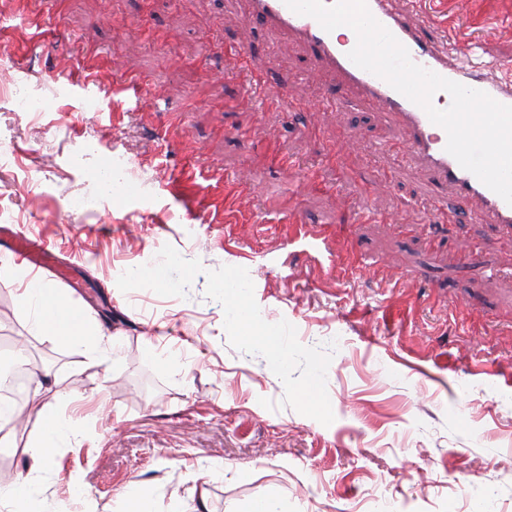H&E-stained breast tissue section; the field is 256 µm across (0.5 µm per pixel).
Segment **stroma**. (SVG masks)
Listing matches in <instances>:
<instances>
[{"instance_id":"35a3bbf8","label":"stroma","mask_w":512,"mask_h":512,"mask_svg":"<svg viewBox=\"0 0 512 512\" xmlns=\"http://www.w3.org/2000/svg\"><path fill=\"white\" fill-rule=\"evenodd\" d=\"M152 4L60 0L36 28L0 0V226L43 244L39 276L115 339L109 376L92 374L83 349L31 334L0 280V365H30L0 486L28 479L41 512H124L137 488L149 512H249L269 487L276 512H512V235L479 202L464 222L440 204L380 112L323 111L331 87L294 36L251 72L266 37L235 0ZM436 4L512 60V0ZM255 76L281 109L256 110ZM17 90L44 111H15ZM118 156L137 191L100 196ZM215 174L248 189L209 224ZM363 207L379 221L358 223ZM163 254L165 283H147ZM237 297L282 328L284 365L244 334ZM44 411L84 430L47 462Z\"/></svg>"}]
</instances>
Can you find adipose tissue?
I'll use <instances>...</instances> for the list:
<instances>
[{
	"mask_svg": "<svg viewBox=\"0 0 512 512\" xmlns=\"http://www.w3.org/2000/svg\"><path fill=\"white\" fill-rule=\"evenodd\" d=\"M4 278L23 283L16 313L29 325L33 335L83 348L88 353L85 369L105 367V360L97 354L104 337L96 321L77 311L57 289L39 286L36 277L21 267L1 268L0 279Z\"/></svg>",
	"mask_w": 512,
	"mask_h": 512,
	"instance_id": "1",
	"label": "adipose tissue"
}]
</instances>
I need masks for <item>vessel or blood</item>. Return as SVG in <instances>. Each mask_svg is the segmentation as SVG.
Listing matches in <instances>:
<instances>
[{"instance_id": "obj_1", "label": "vessel or blood", "mask_w": 512, "mask_h": 512, "mask_svg": "<svg viewBox=\"0 0 512 512\" xmlns=\"http://www.w3.org/2000/svg\"><path fill=\"white\" fill-rule=\"evenodd\" d=\"M367 5L372 15L407 48L414 63L512 105V64L498 60L487 71L466 66L473 41L449 36L446 28L425 21L421 0H405L400 7L395 0H367ZM244 20L263 29L269 39L293 34L302 40L310 70L329 72L337 81L336 93L324 101L327 109L374 107L384 112L392 124L404 128L408 133L403 149L405 161L425 168L435 184L453 193L460 206V219H467L466 206L476 200L496 224L512 230V206L447 152L445 130L386 81L349 59L355 40L342 39L336 31L326 32L314 18L293 12L284 0H248ZM0 240L8 243L22 260L42 265L45 251L30 238L11 228H0Z\"/></svg>"}]
</instances>
